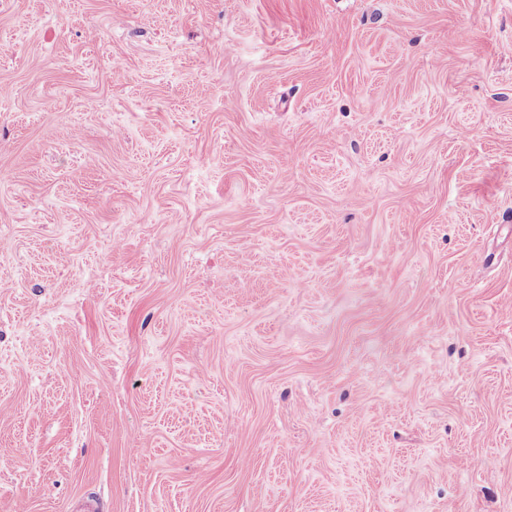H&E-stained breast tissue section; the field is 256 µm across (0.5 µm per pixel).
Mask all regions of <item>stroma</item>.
I'll list each match as a JSON object with an SVG mask.
<instances>
[{"instance_id":"stroma-1","label":"stroma","mask_w":512,"mask_h":512,"mask_svg":"<svg viewBox=\"0 0 512 512\" xmlns=\"http://www.w3.org/2000/svg\"><path fill=\"white\" fill-rule=\"evenodd\" d=\"M0 512H512V0H0Z\"/></svg>"}]
</instances>
